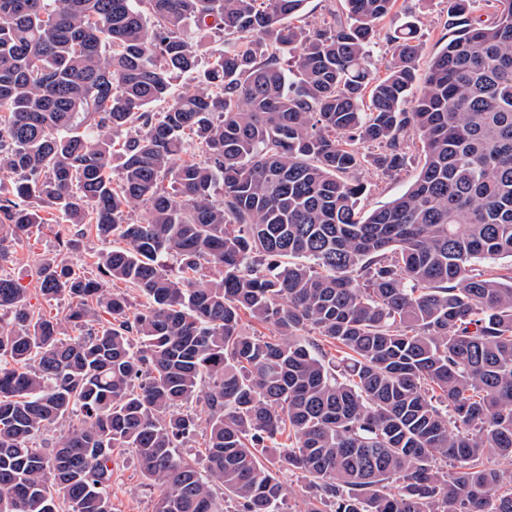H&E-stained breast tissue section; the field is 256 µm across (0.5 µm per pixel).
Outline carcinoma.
Segmentation results:
<instances>
[{"instance_id":"cac0c4a2","label":"carcinoma","mask_w":512,"mask_h":512,"mask_svg":"<svg viewBox=\"0 0 512 512\" xmlns=\"http://www.w3.org/2000/svg\"><path fill=\"white\" fill-rule=\"evenodd\" d=\"M344 2L0 0V261L57 217L103 244L39 267L62 320L0 270V512H112L126 452L154 512H282L281 469L305 512H512V0H448L420 84L413 22L371 67L394 0ZM339 0H308L305 5L304 15L297 21L291 19L290 21L298 25H312L320 21L329 9H338L340 7ZM409 159L405 170L397 179H384L374 169H363L360 177L367 183L368 192L363 196L360 207L364 211H371L402 195L410 182L417 174L422 155L418 145H410Z\"/></svg>"}]
</instances>
